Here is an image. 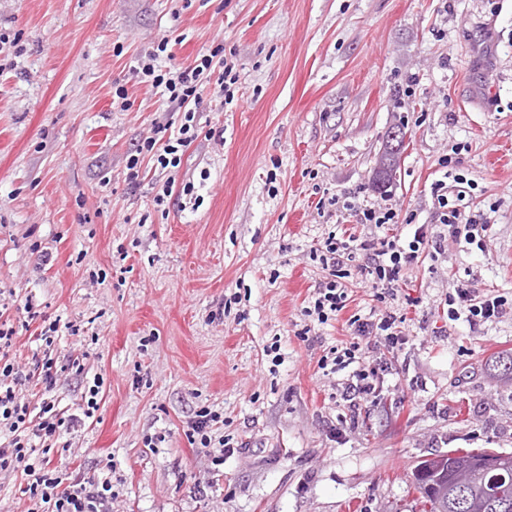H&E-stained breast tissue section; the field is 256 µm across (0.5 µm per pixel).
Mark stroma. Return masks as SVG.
Returning <instances> with one entry per match:
<instances>
[{
    "instance_id": "35a3bbf8",
    "label": "stroma",
    "mask_w": 512,
    "mask_h": 512,
    "mask_svg": "<svg viewBox=\"0 0 512 512\" xmlns=\"http://www.w3.org/2000/svg\"><path fill=\"white\" fill-rule=\"evenodd\" d=\"M0 30L22 45L0 53V318L23 366L58 324L52 396L79 421L49 456L110 475L112 512H418V461L512 452V381L485 366L512 351V306L473 325L445 303L453 282L512 303V0H0ZM163 38L182 66L223 45L235 99L204 96L179 165L140 156L133 188L129 156L181 118L133 75ZM439 182L487 218L483 246L446 241L385 297L347 263L345 309L306 316L328 275L314 249L436 233ZM354 315L402 318L406 342L370 345L390 367L350 425L347 374L320 364ZM205 408L206 447L189 436Z\"/></svg>"
}]
</instances>
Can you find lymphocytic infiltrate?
I'll list each match as a JSON object with an SVG mask.
<instances>
[{
	"label": "lymphocytic infiltrate",
	"mask_w": 512,
	"mask_h": 512,
	"mask_svg": "<svg viewBox=\"0 0 512 512\" xmlns=\"http://www.w3.org/2000/svg\"><path fill=\"white\" fill-rule=\"evenodd\" d=\"M168 40H160L156 48L142 60L135 71L141 82L163 88L175 111L183 120L177 129L168 125L156 128L155 135L146 137L127 162V181L137 184L141 154L152 155L157 166H176L177 154L189 146L198 136L194 123L202 100L203 89H211L213 96L224 104H232L235 98L237 75L224 58L223 46H216L209 53L199 55L188 66L159 69L157 61L168 51ZM446 235H427L423 227H416L407 243L399 239H364L358 244L327 238L319 256L323 267L329 269L330 279L321 282L317 289L313 311L319 322H327L330 315L344 307L345 295L341 283L333 274L350 260L353 251H361L373 286L391 291L398 287L402 270L422 253H438L443 248ZM448 318L488 321L503 312L504 302L499 297H479L468 289L454 287L447 297ZM355 340L348 347L337 351L332 365L334 371H348L338 404L349 413H357L360 406L375 403L380 391L381 377L372 365H357L360 339L375 337L388 350L399 349L405 338L397 325V319L386 316L376 320H353ZM15 330L0 323V425L8 429L11 438L0 447V471H18L26 478L24 489L30 501L40 512H112V481L110 478H86L75 474L69 464H53L45 449L36 447V440L60 437L73 427L75 416H63L55 400H42L39 412H31L28 402L18 395L20 382L32 380L44 392H51L59 371L53 358H35L30 366H20L9 357Z\"/></svg>",
	"instance_id": "obj_1"
}]
</instances>
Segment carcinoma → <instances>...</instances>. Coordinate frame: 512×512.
<instances>
[{
  "label": "carcinoma",
  "instance_id": "1",
  "mask_svg": "<svg viewBox=\"0 0 512 512\" xmlns=\"http://www.w3.org/2000/svg\"><path fill=\"white\" fill-rule=\"evenodd\" d=\"M395 141L378 171L387 181L404 137ZM413 487L422 512H512V455L492 460L488 448L452 449L433 470L415 469Z\"/></svg>",
  "mask_w": 512,
  "mask_h": 512
}]
</instances>
